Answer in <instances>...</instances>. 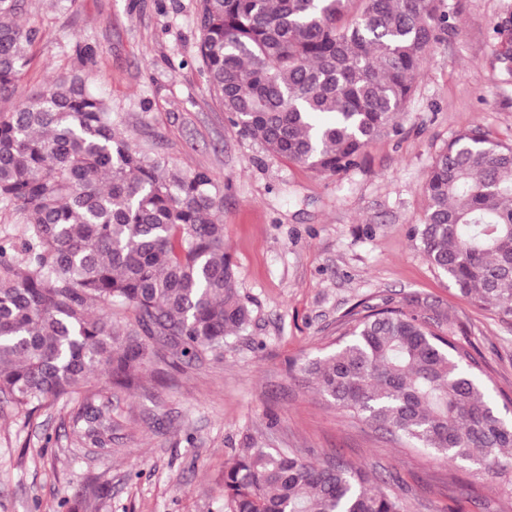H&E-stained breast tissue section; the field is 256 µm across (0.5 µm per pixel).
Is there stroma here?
<instances>
[{"instance_id": "1", "label": "stroma", "mask_w": 512, "mask_h": 512, "mask_svg": "<svg viewBox=\"0 0 512 512\" xmlns=\"http://www.w3.org/2000/svg\"><path fill=\"white\" fill-rule=\"evenodd\" d=\"M447 4L454 29L422 64L401 134L329 175L271 157L231 125L195 59L196 0H28L35 59L0 112L77 72L134 146L174 171H209L252 322L220 364L174 372L149 362L138 387L112 394L102 447L81 438L77 402L30 417L0 402V512H64L85 498L88 512H230L224 466L252 443L351 462L406 512H512L507 480L400 444L299 374L333 350L355 305L388 302L475 348L495 402L512 398V317L460 297L412 235L433 158L459 131L512 142V78L494 33L512 0ZM80 44L93 60L80 62Z\"/></svg>"}]
</instances>
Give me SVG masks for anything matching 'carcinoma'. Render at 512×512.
Segmentation results:
<instances>
[{"label": "carcinoma", "mask_w": 512, "mask_h": 512, "mask_svg": "<svg viewBox=\"0 0 512 512\" xmlns=\"http://www.w3.org/2000/svg\"><path fill=\"white\" fill-rule=\"evenodd\" d=\"M27 0H0V95L32 61ZM445 0H198L197 56L234 126L274 157L337 175L398 134L424 60L451 28ZM512 19L496 27L512 75ZM132 146L82 78L63 77L0 112V396L32 411L82 398L104 445V391L145 365L220 358L245 331L224 248L223 194L207 171L170 172ZM413 225L459 294L512 317V143L479 128L440 150ZM338 411L411 448L512 472V422L482 363L400 307L350 311L336 347L301 368ZM231 512H404L342 460L318 465L250 444L224 466Z\"/></svg>", "instance_id": "1"}]
</instances>
